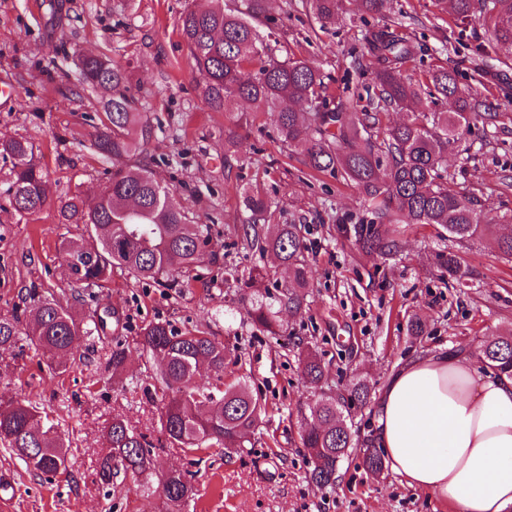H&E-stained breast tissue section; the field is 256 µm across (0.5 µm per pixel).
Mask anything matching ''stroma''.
I'll return each instance as SVG.
<instances>
[{
    "label": "stroma",
    "mask_w": 512,
    "mask_h": 512,
    "mask_svg": "<svg viewBox=\"0 0 512 512\" xmlns=\"http://www.w3.org/2000/svg\"><path fill=\"white\" fill-rule=\"evenodd\" d=\"M189 0H0V82L13 85L20 104L0 105V141L32 143L53 197L100 192L111 161L93 141L106 94L82 85L78 54H103L127 71L137 110L153 136L136 159L154 177L176 187L183 202L211 225V262L199 267L203 286L161 288L118 272L97 299L82 294L59 250L67 225L55 204L34 219H19L5 193L11 167L0 156V317L23 313L34 296L54 295L81 317H100L104 329L81 337L74 359L50 374L38 348L0 350V401L24 400L59 421L70 440L68 470L53 479L36 476L0 448V474L12 487L0 494V512H167L159 495L141 482L104 484L98 475L104 432L112 419L161 436L159 406L142 393L159 365L141 356L142 329L166 322L176 330L211 331L231 351L224 380L246 377L266 414L250 447L225 455L222 448L189 451L167 446L158 471H177L194 486L182 512H453L435 495L409 487L392 470L373 477L362 464L372 443V406L350 410L361 445L319 486L308 478L310 456L300 441L307 406L343 393L356 379L380 390L399 365L441 348L478 357L483 342L512 331V258L496 237L512 231V46L497 44L478 19L459 21L449 0H387L380 14H364L358 0H342L334 26L321 27L307 0H268L276 24L267 42L280 60L302 58L318 67L330 87L363 93L371 77L365 38L387 26L411 39L416 55L404 64L406 81L424 83L442 66L457 67L460 94L492 109L448 150L451 189L480 200L482 221L492 227L465 243L442 238L435 226L405 224L399 249L382 259L362 251L339 225L367 222L363 195L341 177L311 170L300 150H288L266 114L235 103L216 112L205 103L178 21ZM271 204L276 221L303 225L311 286L301 313L282 302L288 269L242 232L251 213L244 189ZM452 249L466 273L463 282L438 270L435 256ZM263 301L281 326L271 335L248 313ZM423 335L409 330L413 318ZM131 356L112 372L115 346ZM317 351L327 375L308 385L298 352Z\"/></svg>",
    "instance_id": "1"
}]
</instances>
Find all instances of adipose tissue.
<instances>
[{
    "instance_id": "adipose-tissue-1",
    "label": "adipose tissue",
    "mask_w": 512,
    "mask_h": 512,
    "mask_svg": "<svg viewBox=\"0 0 512 512\" xmlns=\"http://www.w3.org/2000/svg\"><path fill=\"white\" fill-rule=\"evenodd\" d=\"M374 441L408 486L455 512H512V378L426 353L378 393Z\"/></svg>"
}]
</instances>
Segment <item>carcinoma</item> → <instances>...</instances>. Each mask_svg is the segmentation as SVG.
<instances>
[{"instance_id":"obj_1","label":"carcinoma","mask_w":512,"mask_h":512,"mask_svg":"<svg viewBox=\"0 0 512 512\" xmlns=\"http://www.w3.org/2000/svg\"><path fill=\"white\" fill-rule=\"evenodd\" d=\"M321 26L336 24L340 0H309ZM461 19L479 13V19L496 43L512 45V0H451ZM262 0H251L248 12L224 8V0H192L180 17L198 85L207 105L226 112L235 100L253 103L270 115L280 141L299 148L307 165L316 172H332L354 183L364 194L372 218L366 224L344 227L364 251L382 258L399 247L398 224H433L447 237L465 242L491 227L481 224L476 197L448 187V146L471 131L474 119L489 111L480 100L459 95L452 68L431 73L426 87L407 83L403 65L413 56L414 45L387 27L372 34L368 50L375 60L372 72L374 96L366 105L361 98L344 101L329 91L325 76L300 58L278 60L264 54L258 20ZM82 83L109 96L104 130L96 135L98 153L112 160V173L98 196L74 194L59 201L58 221L81 227L79 238H65L61 249L70 276L86 289L104 288L114 271L164 288H189L197 280L211 237V225L194 220L190 209L177 200V189L158 182L144 164L131 161L152 135V126L136 111L128 93L125 69L106 56H90L77 64ZM437 100L456 97L451 112H415L412 104L422 94ZM406 110L402 124L383 127L389 110ZM0 155L11 159L6 193L14 212L22 219L37 216L51 202L47 174L35 158L33 145L24 139L0 142ZM253 223L243 228L250 242L272 251L292 272L295 287L284 293L288 309L302 310L309 287L306 246L299 224H272L269 202L259 193L246 199ZM266 222L259 234L257 222ZM437 267L462 283L466 273L453 252L436 255ZM254 323L273 329L270 308L258 303L251 310ZM103 321L86 322L54 296L38 298L30 319L0 317V348L25 339L41 349L47 367L59 370L54 360L67 358L80 335L92 336ZM141 354L159 352L165 365L155 380L164 401L161 430L166 441L190 451L213 445L224 453L243 451L244 443L262 420L264 405L246 383L224 384V364L230 350L205 330L176 331L164 322L143 329ZM480 361L499 375L512 377V332L481 346ZM305 381L318 387L326 370L310 348L300 352ZM213 372V381L196 379L201 366ZM371 394L367 381L351 383L346 394L321 398L309 407L301 433L303 447L312 456L309 478L320 486L336 481L339 463L355 447L344 411L353 402L365 405ZM0 443L38 476L54 478L66 471L68 446L59 424L40 415L22 401L0 402ZM108 452L99 475L112 483L120 472L144 478L156 468V447L120 419L112 420L105 433ZM157 490L171 512H179L192 487L182 473L169 472Z\"/></svg>"}]
</instances>
